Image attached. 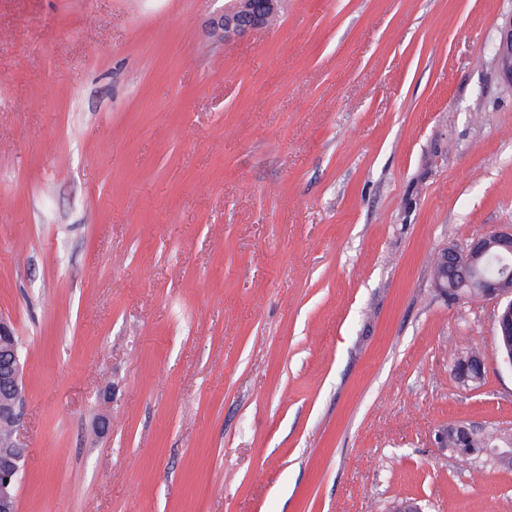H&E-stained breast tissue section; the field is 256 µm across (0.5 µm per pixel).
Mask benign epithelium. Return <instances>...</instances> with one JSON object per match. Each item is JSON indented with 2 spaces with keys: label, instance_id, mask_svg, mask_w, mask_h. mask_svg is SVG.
Listing matches in <instances>:
<instances>
[{
  "label": "benign epithelium",
  "instance_id": "1",
  "mask_svg": "<svg viewBox=\"0 0 512 512\" xmlns=\"http://www.w3.org/2000/svg\"><path fill=\"white\" fill-rule=\"evenodd\" d=\"M281 5V0H225L224 10L213 20L214 28L226 39L241 36L262 28ZM497 246L496 258L512 255V229L497 231L476 239L464 251L443 249L438 258L444 266L445 279H436L438 287L477 288L479 299H495L498 347L495 357L512 366V287L502 279L485 275L484 267L489 248ZM489 357L485 354L469 357L457 370L461 381L476 382L483 378ZM24 397L23 364L21 352L11 323L0 317V425L8 427L0 446L11 448L7 464L0 466V512H17L19 475L27 449L20 445L16 433L20 424V405ZM481 429L464 424L451 427L455 444L452 453L466 461L481 456H495L505 464L512 463V448L477 445L474 443Z\"/></svg>",
  "mask_w": 512,
  "mask_h": 512
}]
</instances>
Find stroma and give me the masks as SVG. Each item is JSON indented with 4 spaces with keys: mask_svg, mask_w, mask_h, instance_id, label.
Returning a JSON list of instances; mask_svg holds the SVG:
<instances>
[{
    "mask_svg": "<svg viewBox=\"0 0 512 512\" xmlns=\"http://www.w3.org/2000/svg\"><path fill=\"white\" fill-rule=\"evenodd\" d=\"M223 8L0 0L18 512H512L434 443L512 430V366L433 272L512 227V0ZM224 2V10L214 18L212 23L226 40L266 26L283 1L225 0ZM489 357L485 354L469 357L457 370L462 382H478L483 378Z\"/></svg>",
    "mask_w": 512,
    "mask_h": 512,
    "instance_id": "35a3bbf8",
    "label": "stroma"
}]
</instances>
